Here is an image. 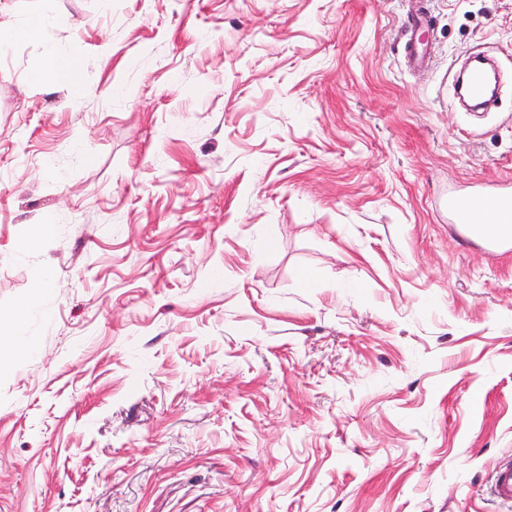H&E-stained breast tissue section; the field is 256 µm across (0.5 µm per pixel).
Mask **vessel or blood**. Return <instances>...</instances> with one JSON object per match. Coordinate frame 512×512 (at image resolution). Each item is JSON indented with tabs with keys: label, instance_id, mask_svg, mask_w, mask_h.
<instances>
[{
	"label": "vessel or blood",
	"instance_id": "obj_1",
	"mask_svg": "<svg viewBox=\"0 0 512 512\" xmlns=\"http://www.w3.org/2000/svg\"><path fill=\"white\" fill-rule=\"evenodd\" d=\"M432 26V18L424 5H416L411 23L405 33V47L414 67L428 64L425 48L416 33ZM455 88L465 89L486 110L497 108L483 89V77L478 69L457 72ZM448 225L453 235L477 247L484 255L495 257L512 251V187L485 184L476 192L465 196L449 197ZM489 492L501 504H512V458L500 460L491 475Z\"/></svg>",
	"mask_w": 512,
	"mask_h": 512
}]
</instances>
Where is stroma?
<instances>
[{"label":"stroma","instance_id":"obj_1","mask_svg":"<svg viewBox=\"0 0 512 512\" xmlns=\"http://www.w3.org/2000/svg\"><path fill=\"white\" fill-rule=\"evenodd\" d=\"M427 6L418 71L412 0H0L61 17L0 54V512H512V252L435 208L512 183V0ZM417 3L410 26L404 33L406 37L405 47L412 65L417 68H423L428 65V56L425 48L418 42L419 39L416 40V33L420 29H431L432 18L422 4V0H418ZM478 69L480 68L474 67L467 72L459 70L455 76L454 86L457 92L464 88L481 107L485 106V111L488 112L499 106V98L491 101L493 96L489 97L487 91H483V77ZM489 492L501 504H512V458L500 460L491 475Z\"/></svg>","mask_w":512,"mask_h":512}]
</instances>
